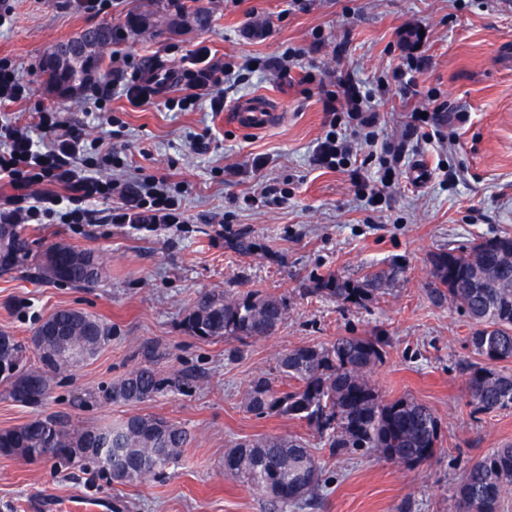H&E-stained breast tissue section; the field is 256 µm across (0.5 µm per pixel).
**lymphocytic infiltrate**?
I'll return each mask as SVG.
<instances>
[{
    "label": "lymphocytic infiltrate",
    "instance_id": "obj_1",
    "mask_svg": "<svg viewBox=\"0 0 512 512\" xmlns=\"http://www.w3.org/2000/svg\"><path fill=\"white\" fill-rule=\"evenodd\" d=\"M180 82L183 96L169 99L168 109L185 111L207 103L214 112L224 109L220 90L225 77L235 72L232 62L212 61L207 48L200 47L182 58ZM325 112L333 118L348 117L363 135L367 145L377 141L378 114L370 92L361 89L352 77L338 80L336 88L319 83ZM84 142L79 134L60 135L55 124L41 120L36 131L27 127L0 126V179L12 190V210L0 213V223L82 224L88 218L85 205L90 201L111 202L107 220L112 224H181L185 217L178 196L158 186L155 179L144 180L138 190L127 193L118 183L98 176L92 167L78 166ZM43 186L37 197H30L33 186Z\"/></svg>",
    "mask_w": 512,
    "mask_h": 512
}]
</instances>
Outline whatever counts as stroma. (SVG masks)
I'll list each match as a JSON object with an SVG mask.
<instances>
[{"label":"stroma","mask_w":512,"mask_h":512,"mask_svg":"<svg viewBox=\"0 0 512 512\" xmlns=\"http://www.w3.org/2000/svg\"><path fill=\"white\" fill-rule=\"evenodd\" d=\"M196 2L209 16L196 24L184 12ZM0 27V57L9 58L29 87L26 99L0 105V123L33 126L53 108L61 130L91 142L86 157L112 154L100 174L138 188L167 178L182 191L185 224L134 227L97 219L89 224H25L32 245L62 240L102 255L105 276L93 288L39 279L24 266L0 273V328L29 340L38 323L63 307L97 315L110 341L61 375L39 407L0 390V430L54 415L76 428L104 426L132 414H153L182 426L189 442L174 466L144 482L115 486L89 471L28 464L0 456V512H26L49 493L109 497L119 512H269L256 490L224 472V454L241 441L269 434L297 435L321 462L318 504L312 512H456L454 492L468 463L512 443V409L478 411L468 394L465 364L476 362L474 329L455 305L435 304L431 257L494 235L512 234V0H112L107 12L88 13L75 0H10ZM153 14L154 24L125 37L130 9ZM107 24L116 38L104 52L98 83L112 80V64L139 69L164 61L170 77L152 103L135 106L113 93L99 108L91 87L62 97L47 84L43 58L83 30ZM425 30L429 65L419 73L417 97L386 81L401 61L398 32ZM207 46L212 58L250 61L242 80L224 84V99L249 94L285 105V115L262 130L231 122L222 112H174L181 96L173 78L181 58ZM301 50L287 79L265 69L285 49ZM351 73L366 83L379 114L378 143H353L347 168L315 161L330 117L314 83ZM442 103L468 113L409 134L413 108ZM404 146L400 168L380 164L383 147ZM263 159L254 169V159ZM360 168L362 184L348 168ZM390 183L368 199L381 177ZM285 192L276 204L259 195L266 185ZM253 252L235 249L237 239ZM397 262L402 280L390 294L363 306L341 304L316 290L320 278H359L373 263ZM281 297L286 316L270 336L205 340L188 333L185 318L207 292ZM381 336L388 346L371 382L384 401L413 399L440 422L433 458L404 466L366 453L331 455L313 427L280 414L258 416L244 405L257 377L277 388L290 382L278 357L300 345L339 336ZM171 376L188 375L181 389L138 405L102 397L106 386L147 364Z\"/></svg>","instance_id":"obj_1"}]
</instances>
